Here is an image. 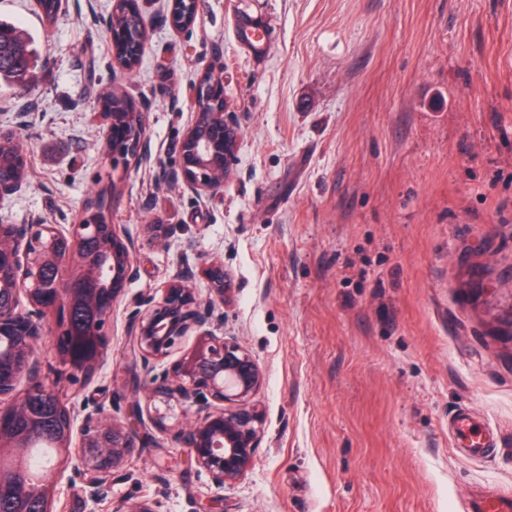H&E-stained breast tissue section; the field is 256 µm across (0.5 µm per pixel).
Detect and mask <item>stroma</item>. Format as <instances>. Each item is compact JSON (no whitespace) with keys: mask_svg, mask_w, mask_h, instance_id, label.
Segmentation results:
<instances>
[{"mask_svg":"<svg viewBox=\"0 0 512 512\" xmlns=\"http://www.w3.org/2000/svg\"><path fill=\"white\" fill-rule=\"evenodd\" d=\"M171 0H141L147 45L118 68L103 25L113 0H64L46 29L36 0H0L38 51L29 93L0 85V135L27 157L0 224L76 223L115 183L112 222L138 241L114 305L109 358L72 382L58 337L36 346L41 374L75 410L128 412L141 368L127 346L131 297L178 266H223L224 330L260 362L265 436L247 478L219 488L187 467L154 424L100 503L66 467L58 512H463L478 492L512 493V344L495 314L512 303V0H198L194 26ZM266 15L271 51L236 43L240 8ZM221 74L240 126L232 179L199 205L178 170L188 89ZM145 115L149 161L112 165L104 97ZM149 224L168 228L150 241ZM477 411L499 446L459 455L448 416Z\"/></svg>","mask_w":512,"mask_h":512,"instance_id":"stroma-1","label":"stroma"}]
</instances>
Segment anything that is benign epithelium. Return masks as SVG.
Wrapping results in <instances>:
<instances>
[{
  "instance_id": "7a95c632",
  "label": "benign epithelium",
  "mask_w": 512,
  "mask_h": 512,
  "mask_svg": "<svg viewBox=\"0 0 512 512\" xmlns=\"http://www.w3.org/2000/svg\"><path fill=\"white\" fill-rule=\"evenodd\" d=\"M195 112L182 144V185L198 201L208 202L224 193L233 174L240 130L231 113L207 112L198 85L189 89ZM105 149L116 164L127 158L149 160L143 113L112 114ZM133 124L137 137L134 153L117 145L119 122ZM137 241L117 232L112 222L72 224H0V288H8L11 302L0 304V459H16L26 447L29 433L15 427L25 415L29 395H56L40 379L35 346L46 334L48 311L67 312L74 306L88 310L86 335L93 352L71 355V327L60 334L59 357L75 373L91 375L108 359L106 327L112 309L131 278ZM46 265L66 271L52 283L40 278ZM214 297L203 299L193 288V271L180 267L160 289V295L131 299L127 336L131 352L142 363L144 404L118 417L99 406L84 407L80 426L75 410L59 409L55 438L65 463L78 462L85 475L81 491L97 502L107 493L111 474L136 447V427L148 413L162 430L188 450L187 458L220 487L234 485L251 470L264 434L265 412L255 400L265 382L258 359L237 340L218 334L224 327V270L206 268ZM187 336L194 345L181 350ZM170 366L162 363L175 352ZM27 383L20 389L21 383ZM39 497L45 512H55L54 481L35 487L19 483L17 469L0 467V498L10 497L15 512H27L29 494Z\"/></svg>"
}]
</instances>
